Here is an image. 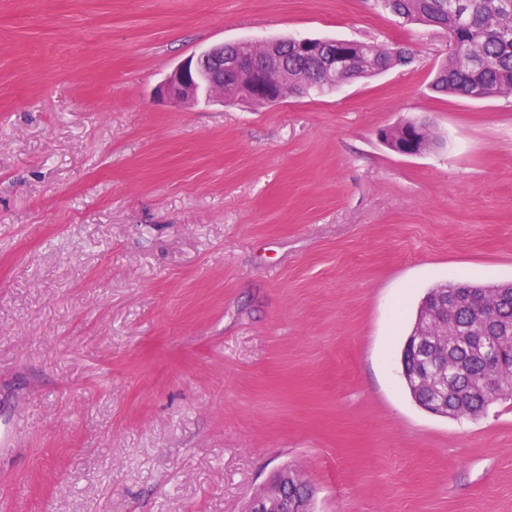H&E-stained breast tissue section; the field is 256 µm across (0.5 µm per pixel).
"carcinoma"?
<instances>
[{
  "label": "carcinoma",
  "mask_w": 512,
  "mask_h": 512,
  "mask_svg": "<svg viewBox=\"0 0 512 512\" xmlns=\"http://www.w3.org/2000/svg\"><path fill=\"white\" fill-rule=\"evenodd\" d=\"M384 10L407 24L423 28H437L448 36V57L441 63L432 89L440 94L471 100H486L512 94V0H455L457 8L448 6L449 0H380ZM357 65L351 78H366L383 73L397 65L412 62L410 49L374 42H350ZM279 53H288L281 69L279 88L286 97L311 90L324 92L325 75L318 58L302 55L293 48L278 44ZM251 81V70L244 67L224 81V95L234 100ZM426 123L406 121L383 131V139L392 150L404 141L408 133L416 136V147L430 150L436 144L432 133L422 134L419 128ZM454 288H477L481 298L496 301L498 318L486 325V335H509L512 327V288H486L482 284L459 281ZM475 318L469 307L458 310L454 322L459 339L453 351L467 363V374L460 378L461 389L448 391L444 400L445 417L475 416L492 401L480 386L484 376L485 360L468 343L466 332ZM413 332L426 334L428 343L438 347L443 336L436 327H424V317L417 314ZM498 396L512 397V363L504 362L497 373Z\"/></svg>",
  "instance_id": "obj_1"
}]
</instances>
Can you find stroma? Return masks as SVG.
<instances>
[{
	"label": "stroma",
	"mask_w": 512,
	"mask_h": 512,
	"mask_svg": "<svg viewBox=\"0 0 512 512\" xmlns=\"http://www.w3.org/2000/svg\"><path fill=\"white\" fill-rule=\"evenodd\" d=\"M401 43L274 104L155 90L217 43ZM378 0H0V512H512V398H411L440 284L512 282V95L434 94ZM429 123L436 147L381 129ZM445 287H447V284L446 285H440V286H437L435 288H432L427 293V295L423 299V301H422V303H421V305H420V307L418 309L416 320H415V324H414L413 330L411 332V334L412 333H417V332L425 333L427 335L426 339H427L428 343L432 344V346L434 348H437L443 342V336H441L440 330L438 328H436V327L428 326L425 329L424 324H423L424 317L422 316L421 313H422V311H423L425 306L427 308L431 307L430 299H434L435 294L437 293L438 289L439 288H445ZM293 484H299L295 475L288 474L286 469L280 471L274 476L268 491L252 498L247 512H306L305 501L309 508L312 490L301 480L305 487L303 497L293 488Z\"/></svg>",
	"instance_id": "stroma-1"
}]
</instances>
